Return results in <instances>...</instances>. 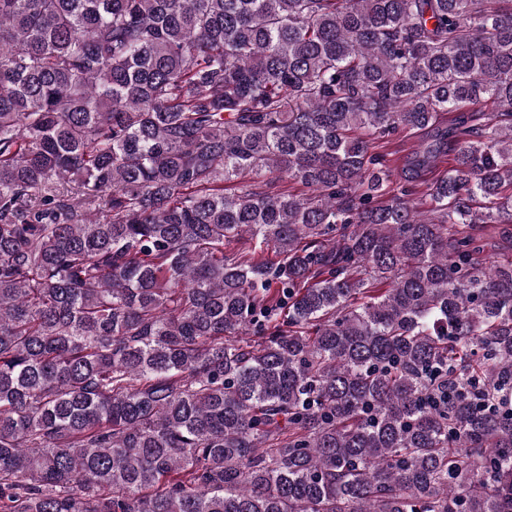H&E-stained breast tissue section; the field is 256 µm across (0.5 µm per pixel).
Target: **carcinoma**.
I'll use <instances>...</instances> for the list:
<instances>
[{
	"label": "carcinoma",
	"instance_id": "carcinoma-1",
	"mask_svg": "<svg viewBox=\"0 0 512 512\" xmlns=\"http://www.w3.org/2000/svg\"><path fill=\"white\" fill-rule=\"evenodd\" d=\"M477 226L512 0H0V512H512ZM422 137L419 133L413 130H400L394 137L389 146L390 164L393 167L401 165L404 156L420 143Z\"/></svg>",
	"mask_w": 512,
	"mask_h": 512
}]
</instances>
